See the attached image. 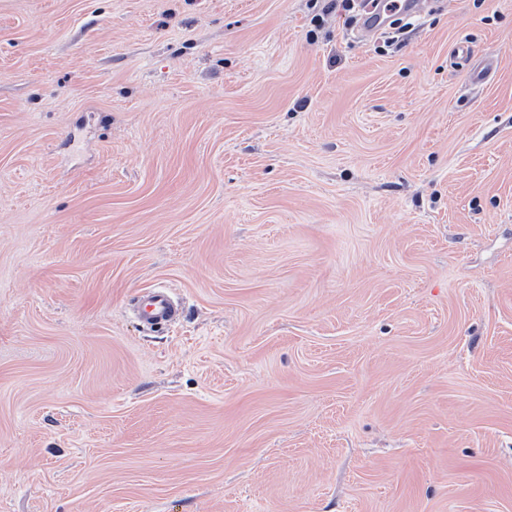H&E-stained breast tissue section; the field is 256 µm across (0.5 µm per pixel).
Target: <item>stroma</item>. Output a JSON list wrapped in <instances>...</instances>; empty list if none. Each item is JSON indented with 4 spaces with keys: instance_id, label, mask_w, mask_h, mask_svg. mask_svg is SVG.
<instances>
[{
    "instance_id": "35a3bbf8",
    "label": "stroma",
    "mask_w": 512,
    "mask_h": 512,
    "mask_svg": "<svg viewBox=\"0 0 512 512\" xmlns=\"http://www.w3.org/2000/svg\"><path fill=\"white\" fill-rule=\"evenodd\" d=\"M328 4L0 0V512H512V0ZM432 1L425 0H400L380 1L377 9L371 8V14L367 15L359 28V35L369 39L379 33L386 23V18L393 11L401 10L414 15H421ZM134 316L146 327L157 323L173 324L180 320L182 308L169 288L156 287L141 295L135 303Z\"/></svg>"
}]
</instances>
